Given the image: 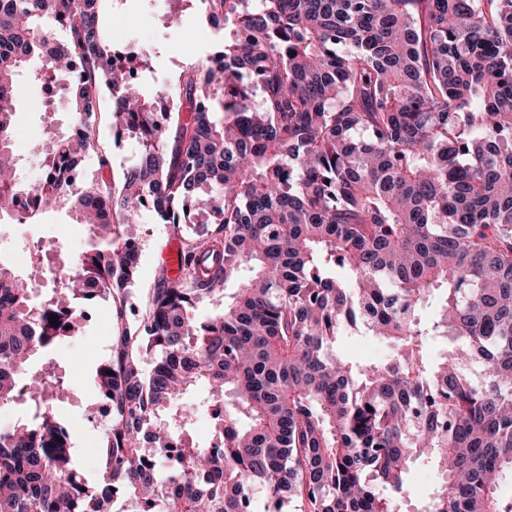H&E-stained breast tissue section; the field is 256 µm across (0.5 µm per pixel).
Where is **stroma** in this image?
<instances>
[{"instance_id":"35a3bbf8","label":"stroma","mask_w":512,"mask_h":512,"mask_svg":"<svg viewBox=\"0 0 512 512\" xmlns=\"http://www.w3.org/2000/svg\"><path fill=\"white\" fill-rule=\"evenodd\" d=\"M170 5L171 0H106L103 13L112 33L123 36L127 42L143 44L154 52L153 65L162 82L174 81L182 66L204 57L222 38L221 33L206 25L195 6L184 9L178 26H168L165 15ZM19 84L18 128L41 130L49 127L60 133L67 132L70 114L64 96L59 94L45 98L40 84L26 77L20 78ZM95 127L101 145L111 155V164L102 167L97 156H89L84 164L82 180L86 183H109L118 179L123 168L135 161L137 152L130 142L114 143L108 99L99 101ZM196 230V225H188L185 235L194 234ZM185 235H177L169 225L158 223L151 212H141L138 227L140 264L136 284L131 289V306L141 307L158 278L168 273L164 251L169 243H183ZM37 239L50 242L55 250L64 254L90 246V239L83 228L72 223L63 211L44 213L32 224L0 228V247L12 245L20 250ZM116 332L113 304L100 303L92 310L81 335L68 338L51 356H35L29 364L30 374L35 375L42 370L47 358L65 363L75 386L72 398L60 403L58 409L71 426L80 475L91 485L99 481L100 471L90 454L99 448L111 427L108 420L95 412L98 402L95 370L109 356Z\"/></svg>"}]
</instances>
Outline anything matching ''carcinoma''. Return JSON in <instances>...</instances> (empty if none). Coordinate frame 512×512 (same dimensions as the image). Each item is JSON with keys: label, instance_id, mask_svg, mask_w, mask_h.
Returning a JSON list of instances; mask_svg holds the SVG:
<instances>
[{"label": "carcinoma", "instance_id": "carcinoma-1", "mask_svg": "<svg viewBox=\"0 0 512 512\" xmlns=\"http://www.w3.org/2000/svg\"><path fill=\"white\" fill-rule=\"evenodd\" d=\"M184 1L224 44L143 96L153 52L113 49L103 0H0V224L52 201L92 239L40 299L0 262V406L84 309L124 317L141 211L176 231L215 218L96 368L112 407L100 480L78 472L51 370L0 429V512H252L257 487L265 512H399L421 461L439 483L419 512H512V0ZM32 60L70 112L36 185L13 141ZM102 96L139 156L119 183L76 189ZM202 301L219 304L204 319ZM358 326L383 358L336 356ZM198 386L210 447L181 402Z\"/></svg>", "mask_w": 512, "mask_h": 512}]
</instances>
